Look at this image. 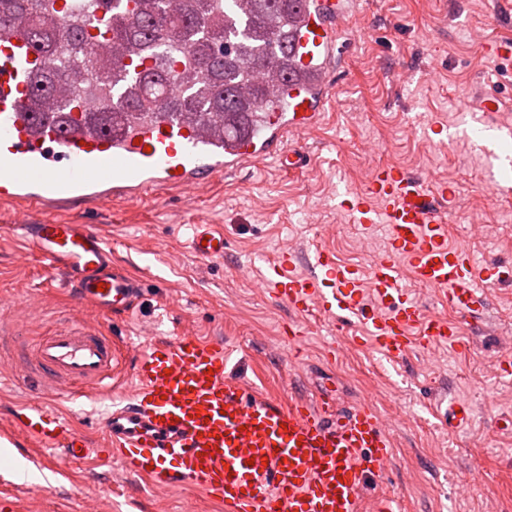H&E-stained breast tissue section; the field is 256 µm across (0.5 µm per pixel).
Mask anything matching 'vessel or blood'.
Wrapping results in <instances>:
<instances>
[{"mask_svg": "<svg viewBox=\"0 0 512 512\" xmlns=\"http://www.w3.org/2000/svg\"><path fill=\"white\" fill-rule=\"evenodd\" d=\"M354 7L355 0H295L284 92L238 136L158 111L149 100L139 111L116 113L109 126L82 111L100 97H126L153 64L138 52L121 58L109 81L91 82L79 108L33 114L45 59L24 28L6 27L0 31V203L14 207L15 220L0 225V238L36 253L49 282L67 288L79 305L125 316L142 282L113 262L105 225L56 223L52 214L77 202L103 209L162 192L191 194L270 157L301 170L307 157L298 138L317 125L332 92L336 47ZM480 49L491 61H512L511 38L484 41ZM446 196L443 189L429 194L398 167L377 165L366 193L344 203L354 222L387 228L388 250L368 275L318 249L309 256L311 272H296L285 254L258 285L299 315L314 306L334 317L356 314L367 340L395 361L414 347L455 341L459 318L483 314L500 273L449 245L439 206ZM223 239L216 225L196 224L189 245L198 259L212 261L223 258ZM403 262L416 282L438 290L456 320L424 312L402 283ZM228 354L223 342L199 336L148 339L134 367L132 397L101 422L104 459L118 460L126 474L158 491L187 485L215 496L225 512H359L367 480L385 477L394 453L380 416L366 404L340 412L330 392L312 403L273 402L227 374ZM21 359L18 377L33 399L0 430V446L18 448L27 439L55 452L57 464L85 460L88 437L52 404L111 394L114 342L84 321L61 320L50 336L23 349ZM471 415L470 402L456 398L443 418L459 429Z\"/></svg>", "mask_w": 512, "mask_h": 512, "instance_id": "b4317fda", "label": "vessel or blood"}]
</instances>
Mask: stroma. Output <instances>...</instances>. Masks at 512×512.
<instances>
[{
  "label": "stroma",
  "instance_id": "1",
  "mask_svg": "<svg viewBox=\"0 0 512 512\" xmlns=\"http://www.w3.org/2000/svg\"><path fill=\"white\" fill-rule=\"evenodd\" d=\"M348 19L334 92L318 128L303 136L310 164L299 172L264 163L226 174L192 198H164L90 210L69 218L109 225L114 259L141 277L143 291L125 319L73 304L61 288L44 287L39 257H16L19 244L0 240V296L11 299L0 318L19 322L18 336L0 344V370L11 373L17 349L40 336V324L62 317L92 321L119 345L113 402L127 398L143 330L161 336L224 341L234 374L267 397L289 402L335 390L343 407L369 404L393 419L394 443L386 488H370L361 512L376 498L394 497L401 512H512V434L495 429L512 415V375L494 364L512 362V284L488 290L485 327L466 335V349L444 344L415 349L399 363L383 360L361 341L329 355L335 328L313 317L297 321L287 304L256 288L247 272L290 253L299 272L314 244L339 262L370 271L385 253L384 225L346 221L343 199L366 192L371 169L389 164L416 174L429 190L448 191V242L486 266H512V168L501 167L474 136L477 114L456 112L457 94L480 102L497 96L490 121L512 127V63L483 56L472 29L512 37L497 0H363ZM365 39H358V32ZM484 215L493 233L477 231L464 215ZM218 224L223 259L201 261L188 248L192 224ZM303 333L289 335L290 325ZM469 398L473 418L455 430L431 404L435 394ZM14 512H224L191 488L167 495L119 464L90 459L48 485L26 481Z\"/></svg>",
  "mask_w": 512,
  "mask_h": 512
}]
</instances>
